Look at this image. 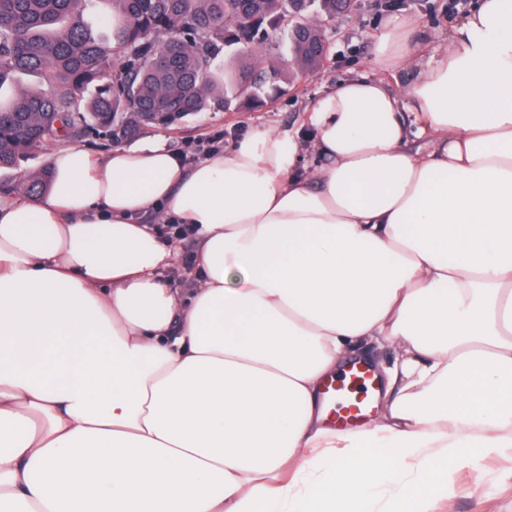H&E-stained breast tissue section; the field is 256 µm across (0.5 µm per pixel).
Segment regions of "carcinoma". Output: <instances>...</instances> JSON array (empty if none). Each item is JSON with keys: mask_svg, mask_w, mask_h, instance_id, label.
Here are the masks:
<instances>
[{"mask_svg": "<svg viewBox=\"0 0 512 512\" xmlns=\"http://www.w3.org/2000/svg\"><path fill=\"white\" fill-rule=\"evenodd\" d=\"M104 2L112 11L99 17L87 0H0V168L97 127L131 135L199 112L260 109L324 62L311 10H348L347 0ZM223 50L238 70H217ZM20 76L36 86L1 94ZM21 186L39 196L47 166Z\"/></svg>", "mask_w": 512, "mask_h": 512, "instance_id": "carcinoma-1", "label": "carcinoma"}]
</instances>
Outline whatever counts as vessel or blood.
Masks as SVG:
<instances>
[{"label": "vessel or blood", "instance_id": "1", "mask_svg": "<svg viewBox=\"0 0 512 512\" xmlns=\"http://www.w3.org/2000/svg\"><path fill=\"white\" fill-rule=\"evenodd\" d=\"M379 385L368 362L351 361L342 375L330 381L324 397L337 427L346 429L368 418Z\"/></svg>", "mask_w": 512, "mask_h": 512}]
</instances>
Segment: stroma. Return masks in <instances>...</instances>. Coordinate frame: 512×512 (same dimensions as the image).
Listing matches in <instances>:
<instances>
[{
    "label": "stroma",
    "instance_id": "obj_1",
    "mask_svg": "<svg viewBox=\"0 0 512 512\" xmlns=\"http://www.w3.org/2000/svg\"><path fill=\"white\" fill-rule=\"evenodd\" d=\"M471 4L472 0H358L352 13L320 20L333 42L325 68L299 79L268 107L255 112H204L175 127H146L122 140L92 131L80 138L79 144L86 153L102 157L116 147H131L160 137L171 149L187 153L193 163L213 140L229 143L247 125L295 127L305 106L341 79L363 73L390 84L400 80V73L372 65L381 23L387 15L414 18L424 32L421 49L430 54L443 46L449 30ZM448 494L453 512H512V451L484 457L449 476Z\"/></svg>",
    "mask_w": 512,
    "mask_h": 512
}]
</instances>
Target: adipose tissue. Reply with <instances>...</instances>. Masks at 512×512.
I'll use <instances>...</instances> for the list:
<instances>
[{"mask_svg": "<svg viewBox=\"0 0 512 512\" xmlns=\"http://www.w3.org/2000/svg\"><path fill=\"white\" fill-rule=\"evenodd\" d=\"M419 35L382 23L404 85L340 81L194 164L52 149L0 201V512H432L512 448V0ZM374 347L378 416L329 429Z\"/></svg>", "mask_w": 512, "mask_h": 512, "instance_id": "1", "label": "adipose tissue"}]
</instances>
